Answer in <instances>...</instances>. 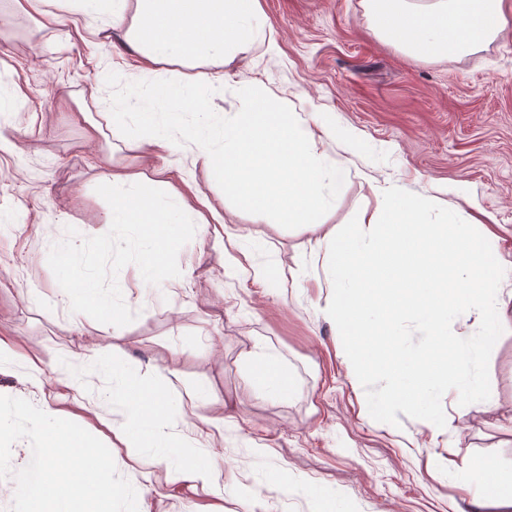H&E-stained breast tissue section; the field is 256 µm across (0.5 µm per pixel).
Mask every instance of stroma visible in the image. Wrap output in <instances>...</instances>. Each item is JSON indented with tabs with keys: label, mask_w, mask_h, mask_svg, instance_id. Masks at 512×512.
<instances>
[{
	"label": "stroma",
	"mask_w": 512,
	"mask_h": 512,
	"mask_svg": "<svg viewBox=\"0 0 512 512\" xmlns=\"http://www.w3.org/2000/svg\"><path fill=\"white\" fill-rule=\"evenodd\" d=\"M259 2L274 46L210 64L217 80L209 100L216 111L235 112L259 91L287 98L298 120L331 121L321 149L340 177L312 224L238 208L210 170L193 163L191 142L166 162L137 156L106 110L126 109L134 90L161 80L165 65L143 73L121 31L102 23L74 16L64 29L42 28L0 0L8 21L0 87L16 84L24 93L0 115L20 148L0 151V336L11 337L20 355L0 365V395L53 400L64 391L57 361L82 373L119 352L140 391L167 395L170 447L222 473V495L173 494L165 465L133 459L105 425L108 412L96 401L112 377L90 378L82 405L59 407L111 448L120 476L147 489L150 512H498L461 476L479 462L512 472V306L511 326L489 360L490 398L462 406L443 395L446 426L437 434L406 416L393 426L371 418L364 388L347 375L314 256L374 204V189L396 186L437 195L439 205L484 225L512 263V24L469 54L426 60L379 35L366 0ZM71 97L104 138H84L60 106ZM349 129L359 135L351 148ZM107 156L116 171L168 166L171 185L190 182L233 233L262 237L267 251L243 264L268 266L277 292L225 275L221 243L196 224L154 226L166 245L160 264L183 281L142 286L124 260L119 230L102 221L112 206L100 180ZM63 241L99 251V286L123 272L137 301L117 294L110 307L74 309L48 302L57 286L54 248ZM258 344L278 351L287 394H267L244 368L243 355ZM28 359L41 360L43 382L29 377ZM188 386L213 397L209 414L232 413L234 428L201 430L180 408Z\"/></svg>",
	"instance_id": "stroma-1"
}]
</instances>
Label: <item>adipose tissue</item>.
I'll list each match as a JSON object with an SVG mask.
<instances>
[{"mask_svg":"<svg viewBox=\"0 0 512 512\" xmlns=\"http://www.w3.org/2000/svg\"><path fill=\"white\" fill-rule=\"evenodd\" d=\"M12 2L16 11L37 15L44 27L62 26L69 16L80 15L123 30L144 72H153L163 62L179 66L169 83L139 96L136 111L113 113V124L125 128L132 147L149 146L154 156L165 159L177 154L187 138L195 145V162L210 168L241 207L269 212L293 224L311 223L325 210L327 193L336 184L332 164L320 148L327 124L303 125L281 104L261 96L248 99L240 111L216 112L204 93L214 81L209 63L272 44L259 0ZM369 4L377 31L421 58L464 54L511 22L504 0H369ZM190 112L197 116L192 124L185 121ZM104 184L112 193V207L103 221L120 229L128 265L139 270L148 284L167 279L155 261L157 243L151 225L224 221L222 215L208 217L192 208L182 194L154 193L151 179L138 172H106ZM57 252L56 303L108 305L106 290L92 285V265L86 255L64 246ZM247 362L266 392L286 394L287 384L272 348L256 347ZM166 424V400L141 394L117 430L134 440L141 432L151 433L155 445L141 448L140 453L167 464L173 485L193 493H219L217 468L204 462H172L164 436ZM464 480L500 512H512V479L493 481L488 469L475 466Z\"/></svg>","mask_w":512,"mask_h":512,"instance_id":"obj_1","label":"adipose tissue"}]
</instances>
